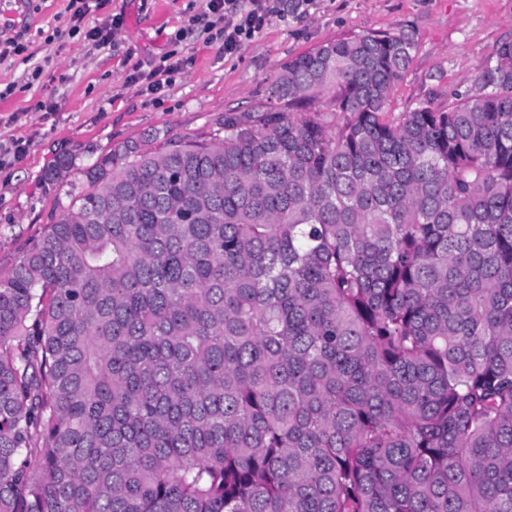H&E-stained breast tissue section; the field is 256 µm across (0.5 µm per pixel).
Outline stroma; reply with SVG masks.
<instances>
[{"mask_svg":"<svg viewBox=\"0 0 512 512\" xmlns=\"http://www.w3.org/2000/svg\"><path fill=\"white\" fill-rule=\"evenodd\" d=\"M69 0H31L21 25L22 53L0 63V146L25 152L0 157V277L38 237L78 170L129 140L207 138L224 111L266 100L282 66L316 46L366 33L413 35L417 48L393 88L389 116L422 103L445 107L465 93L512 36V0H277L263 30L234 53L206 42L195 19L204 0H94L98 22L123 19L115 41L95 47L69 36ZM164 87L145 76L169 63ZM76 169L66 182L46 173L62 156Z\"/></svg>","mask_w":512,"mask_h":512,"instance_id":"35a3bbf8","label":"stroma"}]
</instances>
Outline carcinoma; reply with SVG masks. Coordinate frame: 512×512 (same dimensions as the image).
<instances>
[{
    "label": "carcinoma",
    "instance_id": "obj_1",
    "mask_svg": "<svg viewBox=\"0 0 512 512\" xmlns=\"http://www.w3.org/2000/svg\"><path fill=\"white\" fill-rule=\"evenodd\" d=\"M415 48L80 170L0 278V512H512V38L390 121Z\"/></svg>",
    "mask_w": 512,
    "mask_h": 512
}]
</instances>
